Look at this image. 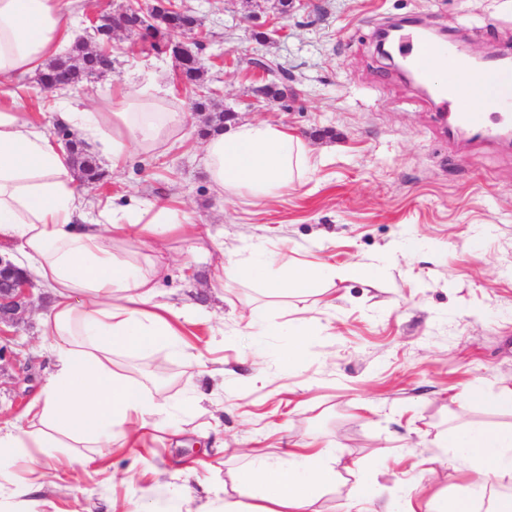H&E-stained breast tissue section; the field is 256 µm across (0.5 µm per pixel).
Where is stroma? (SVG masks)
I'll list each match as a JSON object with an SVG mask.
<instances>
[{
    "mask_svg": "<svg viewBox=\"0 0 512 512\" xmlns=\"http://www.w3.org/2000/svg\"><path fill=\"white\" fill-rule=\"evenodd\" d=\"M175 3L203 23L204 84L216 103L236 121L282 125L319 162L301 185L256 206L219 195L202 161L211 115L191 112L154 152L88 186L101 204L167 200L209 228L194 251L168 239L157 264L160 301L209 313L182 332L205 349L210 370L164 347L115 354L118 371L174 417L146 442L114 448L99 471L74 472L75 449H47L41 462L52 469L51 484L36 502L21 501L13 489L32 474L18 467L0 482V512H136L156 484L181 495L183 512L224 498L252 512L260 499L247 455L282 456L308 442L336 450L338 477L316 512H356L365 490L395 512L411 494L416 512H426L434 493L469 479L436 448L449 426L512 424V412H486L466 396L474 386L494 392L512 382V147L449 134L434 99L378 54L377 36L393 23L420 21L462 39L467 57L512 53V0H292L285 14L277 0ZM256 30L263 42L253 39ZM258 55L287 71L286 99L254 104L248 60ZM112 61V72L64 93L33 75L13 89L51 133L64 97L109 112L130 87L156 83L184 108L189 92L171 58L143 53L134 36L119 34ZM256 248L277 253L271 277L313 262L343 274L285 300L263 280L223 275L228 258ZM359 262L376 267L375 283L346 276ZM49 299L34 288L31 313L0 339L8 349L1 416L24 411L52 371L36 319ZM304 323L312 326L304 354L283 365L289 333ZM156 363L170 382L154 380ZM188 396L193 405L181 411Z\"/></svg>",
    "mask_w": 512,
    "mask_h": 512,
    "instance_id": "35a3bbf8",
    "label": "stroma"
}]
</instances>
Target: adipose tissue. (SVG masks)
<instances>
[{
  "label": "adipose tissue",
  "instance_id": "ef3b65f1",
  "mask_svg": "<svg viewBox=\"0 0 512 512\" xmlns=\"http://www.w3.org/2000/svg\"><path fill=\"white\" fill-rule=\"evenodd\" d=\"M73 28L62 0H0V253L14 256L51 293L53 303L40 319L42 348L54 360L27 413L0 417V476L69 442L87 449L75 460L80 469L97 468L125 429L141 437L167 420L168 410L148 390L115 369V352L160 345L189 364H205L202 353L186 350L179 329L200 312L187 306L177 313L158 302L159 271L152 263L164 237L194 235L195 224L168 203L92 212L74 185L68 155L21 111L11 89L18 76L36 72L68 46ZM164 94L146 85L109 112L64 99L57 119L98 144L115 167L183 129L185 113L167 109ZM204 162L217 192L253 200L302 183L314 165L304 141L267 121L214 133L204 145ZM132 230L142 253H120ZM335 274L322 263L291 266L268 288L282 297L304 293ZM438 446L473 478L466 488L435 495L428 512H512V494L496 488L512 479L511 424L489 429L471 423ZM335 461V449L309 445L284 458L251 459L262 500L254 512H312L321 491L336 482Z\"/></svg>",
  "mask_w": 512,
  "mask_h": 512
}]
</instances>
